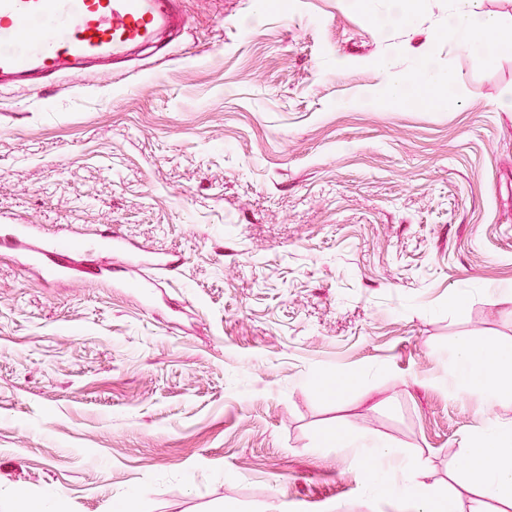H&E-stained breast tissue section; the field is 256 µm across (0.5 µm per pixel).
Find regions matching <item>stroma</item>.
Wrapping results in <instances>:
<instances>
[{
    "label": "stroma",
    "mask_w": 512,
    "mask_h": 512,
    "mask_svg": "<svg viewBox=\"0 0 512 512\" xmlns=\"http://www.w3.org/2000/svg\"><path fill=\"white\" fill-rule=\"evenodd\" d=\"M456 6L180 0L120 68L0 85V225L130 243L52 279L0 238V512H395L340 431L468 512L464 441L512 420L450 355L512 351V0H483L491 67ZM387 69L428 105L380 99ZM483 0H462L459 9L448 18V37L471 38L479 30L484 34L501 26L498 15L483 9Z\"/></svg>",
    "instance_id": "1"
}]
</instances>
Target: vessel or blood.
<instances>
[{
    "instance_id": "1",
    "label": "vessel or blood",
    "mask_w": 512,
    "mask_h": 512,
    "mask_svg": "<svg viewBox=\"0 0 512 512\" xmlns=\"http://www.w3.org/2000/svg\"><path fill=\"white\" fill-rule=\"evenodd\" d=\"M181 25L178 0H0V83L117 66Z\"/></svg>"
}]
</instances>
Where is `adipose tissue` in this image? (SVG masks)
I'll list each match as a JSON object with an SVG mask.
<instances>
[{
	"label": "adipose tissue",
	"instance_id": "ef3b65f1",
	"mask_svg": "<svg viewBox=\"0 0 512 512\" xmlns=\"http://www.w3.org/2000/svg\"><path fill=\"white\" fill-rule=\"evenodd\" d=\"M483 0H461L459 9L448 19V35L452 38L471 37L500 28L498 15L486 11ZM453 358L464 375V386L470 395L486 402L512 403V355L492 344H480L460 337L452 351ZM342 447L363 448L367 455L362 461L369 482L387 475L385 491L403 501L405 512H457L452 497L444 492L430 493L413 486L410 479H397L403 464L402 453L386 442L365 437H340ZM462 469L469 475L476 497L470 512H486L487 501L493 500L512 512V429L501 424L479 425L477 436L467 442L462 454Z\"/></svg>",
	"mask_w": 512,
	"mask_h": 512
}]
</instances>
